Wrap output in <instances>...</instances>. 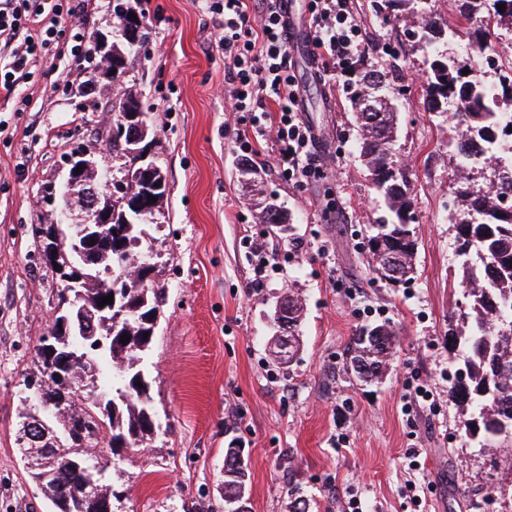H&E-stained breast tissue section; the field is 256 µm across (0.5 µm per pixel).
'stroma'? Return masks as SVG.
Returning <instances> with one entry per match:
<instances>
[{
    "mask_svg": "<svg viewBox=\"0 0 512 512\" xmlns=\"http://www.w3.org/2000/svg\"><path fill=\"white\" fill-rule=\"evenodd\" d=\"M148 38L121 83H89L92 63L70 56L34 62L12 96L0 94V512H51L30 479L16 438L25 376L58 305L35 224L54 223L67 156H112L102 138L113 98L130 93L151 113L149 150L167 190L144 249L164 289L145 371L161 428L123 450L112 469V512H224V453L248 464L250 512H512V468L497 467L465 436L448 380L451 338L467 309L460 284L454 199L457 129L429 111L430 57L397 0H353L374 56L400 94L395 159L411 181L416 274L394 286L368 266L364 244L390 220L356 149L344 79L320 80L308 51L292 53L303 118L328 157L325 178L299 185L273 165L270 148L243 156L226 111L224 56L206 0H126ZM270 200L288 215L280 233L260 223ZM302 244L282 271L253 288L248 242ZM304 305L302 346L291 366L270 352L273 311L284 295ZM387 324L397 356L377 383L347 372L359 329ZM432 402L417 398V387ZM418 457H411L412 449Z\"/></svg>",
    "mask_w": 512,
    "mask_h": 512,
    "instance_id": "1",
    "label": "stroma"
}]
</instances>
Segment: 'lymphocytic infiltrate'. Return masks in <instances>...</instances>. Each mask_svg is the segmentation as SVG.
<instances>
[{"mask_svg":"<svg viewBox=\"0 0 512 512\" xmlns=\"http://www.w3.org/2000/svg\"><path fill=\"white\" fill-rule=\"evenodd\" d=\"M283 0H212L222 35L224 80L231 87L235 111L250 113V130L234 142L241 152L256 155L261 140L273 137L276 163L282 173L320 179L324 176L319 139L303 119L299 87L288 63L291 37L282 13ZM64 0H0V53L8 54L0 69V91L13 94L19 75L30 62L70 54L75 63L88 61L94 46L84 31L67 32L63 21L73 15ZM307 42L311 58L325 75L352 76L357 57L366 52L362 28L351 0H311ZM273 111H256L262 99Z\"/></svg>","mask_w":512,"mask_h":512,"instance_id":"obj_1","label":"lymphocytic infiltrate"}]
</instances>
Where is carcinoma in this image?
<instances>
[{
	"mask_svg": "<svg viewBox=\"0 0 512 512\" xmlns=\"http://www.w3.org/2000/svg\"><path fill=\"white\" fill-rule=\"evenodd\" d=\"M460 18L469 24L481 22L487 0H457ZM410 22L421 32L420 43L432 55L427 77L426 103L429 110L442 102L445 111L452 112L458 129L456 155L469 161V168L483 163L475 147L480 142L492 146L501 136L512 137L508 128L493 122V113L500 110V102H512V85L502 89L501 95L491 101L479 78L463 74L462 67L451 60L446 66L435 68L446 49L444 46L460 42L463 33L457 27L430 12L414 10ZM139 32L132 37H120L112 42V67L122 75L126 69V55L138 53L146 38L145 20H139ZM390 83L381 67L365 61L364 77L351 86L349 101L360 128L358 148L372 176L374 188L381 192L395 220L383 224L393 235L394 243L387 246L386 255L368 252L373 271L388 268L401 269L399 278L382 276L397 286L412 278L415 270L417 239L411 236L410 182L406 172L396 166L394 142L397 131V113L387 110L380 101L376 111H363V100L374 95L392 98ZM508 175L488 183H475L469 175L456 176L457 200V255L463 271L468 311L461 315L462 326L453 337V348L459 349L454 377L448 386V398L455 402L465 435L479 448L489 453L504 441L512 442V208L504 211L503 198L512 193V169L502 167ZM162 176L159 166L154 174L140 173L133 177L134 196L144 199L134 209L127 204L112 207V223L98 225L99 261L78 287L80 302L90 313L86 327L97 331L104 347L88 359L75 362L69 369L73 389L65 394L58 391L53 375L40 365L31 376L36 386L52 399H58V424L68 428L79 426L86 431L81 444L72 441L55 443L45 441L31 444L19 436L24 451L37 454L43 448L52 449L57 460V471L49 476L29 473L31 480L50 501L54 512H82L83 506L75 498L78 484L85 479L75 463L96 456L97 448L105 443L117 456L123 448H139L154 435L155 414L151 403L149 383L143 369L144 354L154 336L157 316L165 301L164 291L139 282V268L126 273L133 251L140 247L145 226L155 215L158 203L148 199H162L165 190L154 188ZM43 244V260L52 275L58 268L73 260L68 248L51 250L52 242L39 238ZM115 289L117 303L135 313L127 314L119 322H109L106 313L99 312V302ZM130 340L121 342V335ZM378 338L384 347L354 337L348 349L346 369L361 382L380 380L392 361L397 336L387 325L381 326ZM104 390L112 385V412L104 413L92 399H74L87 385ZM247 465L239 451L229 448L224 455V493L245 498Z\"/></svg>",
	"mask_w": 512,
	"mask_h": 512,
	"instance_id": "1",
	"label": "carcinoma"
}]
</instances>
